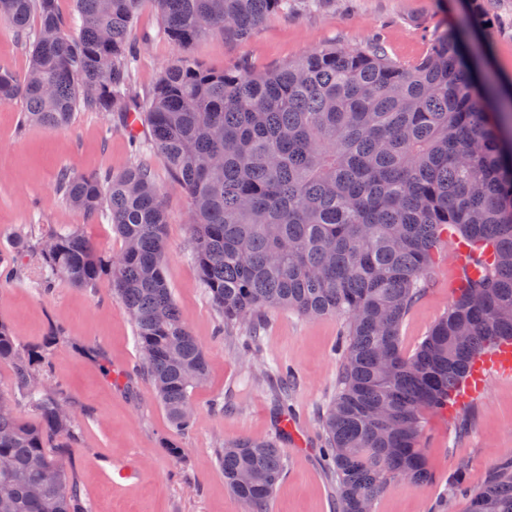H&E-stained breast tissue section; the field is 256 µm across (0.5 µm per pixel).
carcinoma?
Masks as SVG:
<instances>
[{"label":"carcinoma","instance_id":"obj_1","mask_svg":"<svg viewBox=\"0 0 512 512\" xmlns=\"http://www.w3.org/2000/svg\"><path fill=\"white\" fill-rule=\"evenodd\" d=\"M143 0H76L78 23L56 0H0V19L29 40L23 78L0 68V102L21 100L24 119L68 125L74 112H114L149 129L127 170L98 176L63 172L56 192L88 214L101 211L124 242L103 258L77 230L42 233L33 224L17 255L42 261L41 286L63 278L92 287L104 275L134 322L144 373L171 425L207 375L201 344L182 320L162 266L167 215L149 152L161 155L194 216L193 258L224 323L250 321L249 339L269 308L346 319L338 392L322 417L341 512H374L395 478L434 480L421 443L423 414L448 406L473 359L512 341V93L480 85L483 52L436 34L419 61L380 47L314 51L271 70L215 72L178 58L145 102L132 94L140 50L128 42ZM163 36L186 46L210 34L247 37L271 11L297 0H153ZM475 23L489 0H469ZM38 15L36 32L28 30ZM464 242L478 274L469 277L412 355L399 331L423 296L448 236ZM14 364L23 397L41 423L20 421L0 397V512H89L50 439L75 425L52 394L34 391L41 357L18 352L0 323V361ZM224 481L245 512H267L283 475V450L241 437L220 451ZM469 512H512V460L470 489L466 469L448 479Z\"/></svg>","mask_w":512,"mask_h":512}]
</instances>
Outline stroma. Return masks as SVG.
<instances>
[{
  "mask_svg": "<svg viewBox=\"0 0 512 512\" xmlns=\"http://www.w3.org/2000/svg\"><path fill=\"white\" fill-rule=\"evenodd\" d=\"M466 4L322 0L315 9L266 15L248 39L215 34L181 47L157 37L158 13L152 0H145L129 34L141 45L133 90L146 97L162 70L180 57L211 71L245 66L263 72L331 46L378 45L394 60L415 62L440 32L486 43L484 66L492 76L512 79V0H490L495 23L483 29L471 26ZM23 114L22 101L0 103V251L38 224L47 233L81 231L103 254L120 253L123 240L105 214L69 206L56 193L55 181L63 169L84 176L128 169L136 161L133 141L147 139V128L130 135L105 112L77 111L62 128L25 122ZM149 163L168 216L164 278L207 355V379L191 393L195 423L190 431L171 427L149 377L140 371L135 326L113 295L110 279L94 288L59 280L47 291L31 262L15 278L0 279V322L12 329L21 353H46L47 367L38 379L65 403L78 428L76 441L64 451L71 481L90 512H243L224 483L217 457L225 442L262 437L273 439L285 455V475L269 512H339L336 478L324 461L321 417L336 395L344 318L262 312L254 353L244 347V329L222 332L224 320L192 257L189 200L163 157L151 156ZM455 276L449 242L424 295L400 327L404 354L415 352L447 310ZM275 363L294 374L288 409L301 416L307 453L295 452L280 428L278 389L266 378ZM470 413L471 427L458 440L451 435L453 417L425 413L423 446L434 482L391 480L374 512H469L468 499L449 496L442 478L463 465L476 489L491 467L512 457V378L490 376L485 393L471 401ZM133 458L138 478L115 484L114 467Z\"/></svg>",
  "mask_w": 512,
  "mask_h": 512,
  "instance_id": "35a3bbf8",
  "label": "stroma"
}]
</instances>
